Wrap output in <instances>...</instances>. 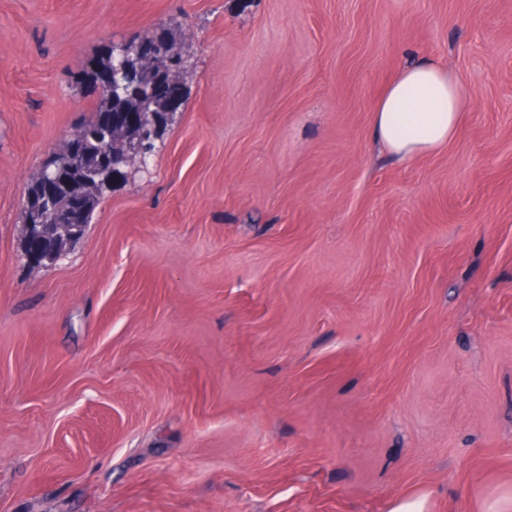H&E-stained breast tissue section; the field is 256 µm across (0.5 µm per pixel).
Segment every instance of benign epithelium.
Here are the masks:
<instances>
[{
  "mask_svg": "<svg viewBox=\"0 0 512 512\" xmlns=\"http://www.w3.org/2000/svg\"><path fill=\"white\" fill-rule=\"evenodd\" d=\"M104 90L117 97L133 95L141 102L140 109L128 113L124 120L114 119L110 112L101 118V124L109 131V139L122 143V153L115 155L106 145L88 143L84 128H76L58 153V159L46 165L39 176L46 195L66 201L63 219H58L54 210L34 211L33 219L26 225L27 240L59 238L68 243L77 237L85 224L89 192H100L112 184L122 175L124 164L147 167L145 129L155 135L168 119V115L156 113V104L174 107L182 100L180 83L171 73L156 70L153 49L145 40L137 42L134 53L125 44L112 46V75ZM74 152L81 157L83 165V178L79 181L68 176L66 162L62 161V157Z\"/></svg>",
  "mask_w": 512,
  "mask_h": 512,
  "instance_id": "obj_1",
  "label": "benign epithelium"
}]
</instances>
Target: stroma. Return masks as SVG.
Here are the masks:
<instances>
[{"mask_svg":"<svg viewBox=\"0 0 512 512\" xmlns=\"http://www.w3.org/2000/svg\"><path fill=\"white\" fill-rule=\"evenodd\" d=\"M167 32L182 103L54 263L24 196ZM444 65L456 138L373 107ZM512 512V0H0V512ZM377 139L384 150L408 161L449 144L463 112L461 86L433 61L405 67L373 109Z\"/></svg>","mask_w":512,"mask_h":512,"instance_id":"1","label":"stroma"}]
</instances>
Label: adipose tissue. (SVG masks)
<instances>
[{
	"label": "adipose tissue",
	"instance_id": "ef3b65f1",
	"mask_svg": "<svg viewBox=\"0 0 512 512\" xmlns=\"http://www.w3.org/2000/svg\"><path fill=\"white\" fill-rule=\"evenodd\" d=\"M463 110L461 86L433 61L405 67L373 109L377 139L384 150L408 161L449 144Z\"/></svg>",
	"mask_w": 512,
	"mask_h": 512
}]
</instances>
